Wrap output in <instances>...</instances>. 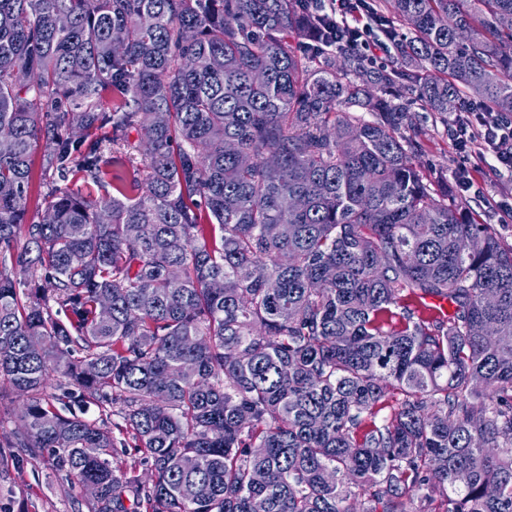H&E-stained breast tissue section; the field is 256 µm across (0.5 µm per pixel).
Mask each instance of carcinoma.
<instances>
[{"label":"carcinoma","instance_id":"obj_1","mask_svg":"<svg viewBox=\"0 0 512 512\" xmlns=\"http://www.w3.org/2000/svg\"><path fill=\"white\" fill-rule=\"evenodd\" d=\"M387 2L372 71L301 0H0L5 447L99 484L91 512H512V246L435 192L394 103L512 113V0ZM105 126L147 143L144 190L56 188L28 223L35 151L98 182ZM21 404L22 398L12 390L6 380L0 378V436H2V440L18 426ZM86 417L89 418L90 420H94L95 422H97L98 425L110 429L113 432L112 435L116 436L118 440H120V438H125L127 441V453H135L134 448L132 447L134 445V442L131 439V437H129V435H127L126 433L119 434L118 430L112 426L113 422L122 423L119 418L115 416L112 417V409H108V411L102 412L95 405H91L88 409Z\"/></svg>","mask_w":512,"mask_h":512}]
</instances>
